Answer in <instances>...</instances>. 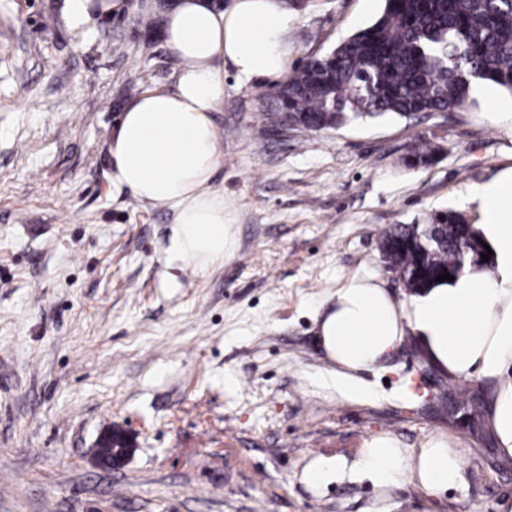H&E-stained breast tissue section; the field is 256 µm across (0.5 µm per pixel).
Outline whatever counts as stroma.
<instances>
[{"label": "stroma", "mask_w": 512, "mask_h": 512, "mask_svg": "<svg viewBox=\"0 0 512 512\" xmlns=\"http://www.w3.org/2000/svg\"><path fill=\"white\" fill-rule=\"evenodd\" d=\"M160 0H122L79 27L67 0H0V512H496L512 470L450 422L421 383L418 346L336 390L315 342L350 277L404 285L382 262L383 232L452 210L512 166L506 94L454 112L312 131L270 109L274 80L224 68L212 118L219 159L206 184L234 223L230 254L204 267L170 250L175 211L121 185L110 136L128 100L173 90ZM383 0H305L289 68L373 22ZM434 162L407 166L417 143ZM135 452L113 470L89 451L111 427ZM386 434L412 451L435 436L464 450L440 499L403 485L385 498L355 477L312 488L315 458H354Z\"/></svg>", "instance_id": "stroma-1"}]
</instances>
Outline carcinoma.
Here are the masks:
<instances>
[{"mask_svg": "<svg viewBox=\"0 0 512 512\" xmlns=\"http://www.w3.org/2000/svg\"><path fill=\"white\" fill-rule=\"evenodd\" d=\"M512 95V0H385L381 16L335 48L296 67L271 94L273 111L310 130L359 118L452 112L476 103L477 85ZM433 150L413 147L403 162L426 165ZM469 242L461 264L458 242ZM387 267L418 292L448 273L488 269L471 225L453 211L428 224H399L382 235ZM440 399L485 431L484 400L469 382L448 379Z\"/></svg>", "mask_w": 512, "mask_h": 512, "instance_id": "1", "label": "carcinoma"}]
</instances>
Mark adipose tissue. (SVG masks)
Here are the masks:
<instances>
[{
    "instance_id": "1",
    "label": "adipose tissue",
    "mask_w": 512,
    "mask_h": 512,
    "mask_svg": "<svg viewBox=\"0 0 512 512\" xmlns=\"http://www.w3.org/2000/svg\"><path fill=\"white\" fill-rule=\"evenodd\" d=\"M295 12L288 0H176L164 42L180 61L176 87L147 89L128 102L112 133L118 181L140 198L177 211L172 249L205 265L229 254L233 221L222 196L204 192L218 160L211 112L224 99V66L239 82L276 78L288 63ZM478 238L492 251V276L469 270L417 295L394 299L373 276L337 289L316 341L340 367L336 386L350 392L351 373L383 364L414 334L430 364L458 379L488 385L485 423L499 459L512 458V167L473 185L466 196ZM464 452L428 441L409 452L388 435L366 440L356 459L319 457L303 478L318 488L330 478L361 475L389 494L407 482L439 498L463 479Z\"/></svg>"
}]
</instances>
